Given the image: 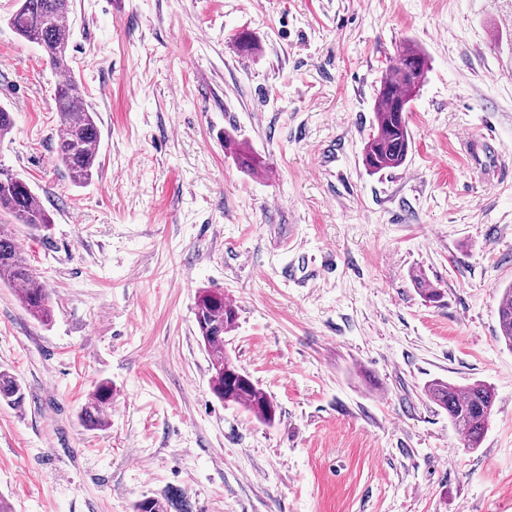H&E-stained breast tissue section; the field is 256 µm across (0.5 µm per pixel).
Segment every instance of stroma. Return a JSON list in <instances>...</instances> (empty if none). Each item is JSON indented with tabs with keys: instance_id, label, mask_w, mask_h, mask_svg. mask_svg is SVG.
I'll list each match as a JSON object with an SVG mask.
<instances>
[{
	"instance_id": "35a3bbf8",
	"label": "stroma",
	"mask_w": 512,
	"mask_h": 512,
	"mask_svg": "<svg viewBox=\"0 0 512 512\" xmlns=\"http://www.w3.org/2000/svg\"><path fill=\"white\" fill-rule=\"evenodd\" d=\"M0 166L53 224L20 233L51 292L0 285V502L9 512H512V0H72L71 68L101 132L91 183L54 146L59 75L2 18ZM248 31L254 54L232 37ZM428 62L405 166L369 174L375 93L405 42ZM234 137L248 169L224 151ZM443 292L425 302L415 274ZM237 311L233 360L274 424L209 389L200 289ZM490 384L479 447L426 392ZM112 387L110 425L82 406ZM498 340L512 348V285L503 289L498 303ZM25 395L21 384L8 372L0 371V402L9 406H21ZM112 387L101 383L93 393L92 398L82 407L81 420L85 427L91 430H102L109 425V420L102 407L111 396Z\"/></svg>"
}]
</instances>
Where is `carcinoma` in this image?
Listing matches in <instances>:
<instances>
[{"label":"carcinoma","mask_w":512,"mask_h":512,"mask_svg":"<svg viewBox=\"0 0 512 512\" xmlns=\"http://www.w3.org/2000/svg\"><path fill=\"white\" fill-rule=\"evenodd\" d=\"M8 25L23 40L37 45L56 72L63 75L54 96L62 133L56 143L57 161L67 171L73 185L90 183L97 166L100 130L96 113L85 105L83 90L71 75L70 32L71 0H19L18 8L7 19ZM427 68L421 50L406 43L398 52L396 65L377 90L371 132L364 147V163L373 174L402 167L411 150V133L406 112L419 90ZM0 211L10 213L15 223L31 232H46L51 219L28 183L18 174L0 167ZM17 288L25 310L39 323L52 318L49 289L35 268L20 253L17 231L0 224V284ZM499 342L512 348V285L503 289L498 303ZM195 321L209 357L210 388L225 403L244 408L259 421H275L277 406L271 396L238 367L224 352V334L236 321L234 307L224 293L203 290L196 300ZM112 387L100 384L82 407L81 420L91 430L109 425L105 404ZM429 397L448 411V421L461 437L463 447L479 446L488 428L495 405L494 389L475 382L465 387L434 380L427 386ZM25 399L18 380L0 371V402L20 406ZM169 498L149 496L133 505V512H168Z\"/></svg>","instance_id":"carcinoma-1"}]
</instances>
